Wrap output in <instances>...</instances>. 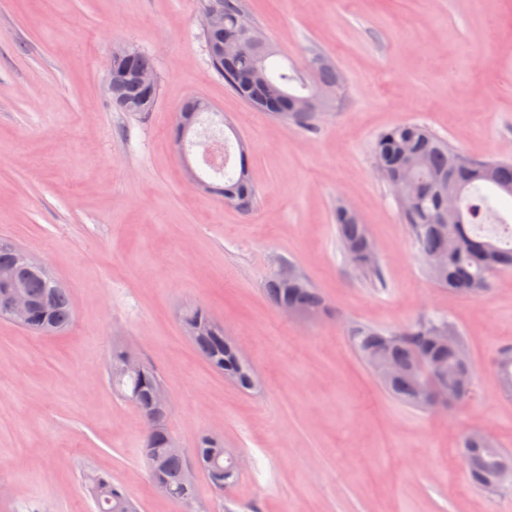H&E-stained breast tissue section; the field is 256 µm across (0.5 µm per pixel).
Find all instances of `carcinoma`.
Listing matches in <instances>:
<instances>
[{"label": "carcinoma", "mask_w": 512, "mask_h": 512, "mask_svg": "<svg viewBox=\"0 0 512 512\" xmlns=\"http://www.w3.org/2000/svg\"><path fill=\"white\" fill-rule=\"evenodd\" d=\"M205 13L224 16V27L203 30L211 68L224 83L251 107L286 122L310 128L319 114L332 111L341 103L346 84L337 74L335 63L327 56L314 53L304 72L294 67L277 66L272 58L278 52L264 40L243 51L231 61L219 56L224 39L239 34L241 22L249 20L243 0H200ZM155 71L154 59L133 47L112 56V92L109 100L119 112H150L156 105L159 90L147 93L138 80L142 72ZM238 160L224 159L223 185H208L215 193L238 208L248 211L256 200L257 189L251 179L247 145L237 139ZM376 168L387 172L406 186L407 198L399 204L415 251L430 261L442 254V266L426 265L432 282L452 292L477 296L488 287L491 276L512 269V238L482 233L483 224L496 216L480 186L493 188L512 198V159H474L453 147L444 137L416 122L397 124L384 131L374 146ZM459 199L458 215L448 218V195ZM336 237L349 265L357 272L380 279L376 255L366 225L351 217L342 206L336 207ZM24 250L10 242L0 241V268L19 263ZM21 286L34 301L28 322L23 328L37 336L64 332L73 322L74 311L69 292L43 267L28 269ZM267 293L274 307H292L307 319L326 312L323 297L309 280L292 269L277 273L269 282ZM183 328L200 355L211 367L232 380L240 389L257 390L258 380L252 368L238 356L234 341L224 335V326L205 307L192 306L180 316ZM347 335L355 352L367 365L381 360L396 369L383 388L394 398L419 411L428 410L426 395L433 380L429 369L439 364L448 373L469 372L473 366L458 358L464 347L458 329L444 316L427 315L391 330L368 324L351 323ZM125 349L113 348L108 363L112 388L128 401L139 414L143 425L142 456L152 479H160L168 487L169 499L183 512H196V484L189 478L192 466L204 472L218 502L213 512H226L224 500L238 483L241 470L235 457L211 458L210 449L222 448L216 436L200 438L196 448L187 453L177 448L169 429V409L158 404L156 392L162 387L157 372L149 365L140 371H129L124 365ZM501 386L512 394V347L500 350L497 357ZM445 396L466 403L472 391L447 381ZM465 469L472 475V485L485 493L505 488V476L512 474V452L500 447L491 435L481 431L467 434L461 444ZM97 512H133L131 499L106 473L86 476Z\"/></svg>", "instance_id": "cac0c4a2"}]
</instances>
